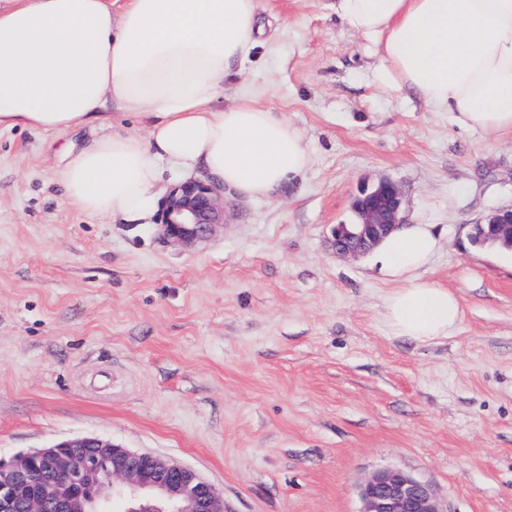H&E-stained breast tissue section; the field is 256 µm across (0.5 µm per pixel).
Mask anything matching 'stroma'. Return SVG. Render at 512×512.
<instances>
[{
    "label": "stroma",
    "instance_id": "obj_1",
    "mask_svg": "<svg viewBox=\"0 0 512 512\" xmlns=\"http://www.w3.org/2000/svg\"><path fill=\"white\" fill-rule=\"evenodd\" d=\"M259 2L224 103L282 113L311 163L271 199L225 190L206 241L65 204L63 147L98 130L0 131V456L93 435L194 470L224 512H359L395 467L444 512H512V251L470 238L512 203V134L382 87L335 0ZM382 179L439 240L418 275L457 297L450 337L392 335L376 255L327 247Z\"/></svg>",
    "mask_w": 512,
    "mask_h": 512
}]
</instances>
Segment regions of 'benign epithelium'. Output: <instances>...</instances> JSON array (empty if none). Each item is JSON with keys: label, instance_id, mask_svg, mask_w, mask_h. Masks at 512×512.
<instances>
[{"label": "benign epithelium", "instance_id": "obj_1", "mask_svg": "<svg viewBox=\"0 0 512 512\" xmlns=\"http://www.w3.org/2000/svg\"><path fill=\"white\" fill-rule=\"evenodd\" d=\"M401 187L381 180L354 198L355 224H336L330 246L342 258L374 249L403 223ZM481 223L495 227L512 250V205ZM224 224V188L208 176L180 182L170 192L160 234L191 246ZM359 512H444L432 487L394 467L374 471L360 486ZM120 498L126 512H224L216 488L195 471L96 436L57 442L0 460V512H109Z\"/></svg>", "mask_w": 512, "mask_h": 512}]
</instances>
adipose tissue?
I'll list each match as a JSON object with an SVG mask.
<instances>
[{
  "label": "adipose tissue",
  "instance_id": "obj_1",
  "mask_svg": "<svg viewBox=\"0 0 512 512\" xmlns=\"http://www.w3.org/2000/svg\"><path fill=\"white\" fill-rule=\"evenodd\" d=\"M385 85L408 90L459 127L512 132V0H336ZM259 0H0V129L62 132L134 116L75 152L60 173L75 210L152 223L163 164L206 172L249 199L269 198L310 164L300 132L243 97L221 105L224 78L252 61ZM438 240L400 227L379 245L395 282L384 322L417 342L448 337L463 311L417 272Z\"/></svg>",
  "mask_w": 512,
  "mask_h": 512
}]
</instances>
